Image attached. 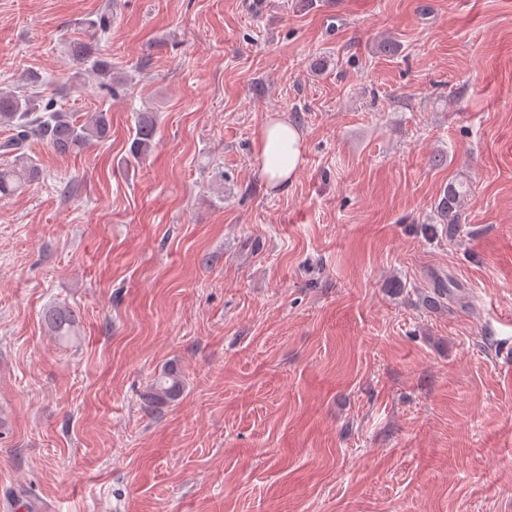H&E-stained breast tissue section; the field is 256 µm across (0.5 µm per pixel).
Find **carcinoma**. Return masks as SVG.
Returning <instances> with one entry per match:
<instances>
[{
	"label": "carcinoma",
	"instance_id": "1",
	"mask_svg": "<svg viewBox=\"0 0 512 512\" xmlns=\"http://www.w3.org/2000/svg\"><path fill=\"white\" fill-rule=\"evenodd\" d=\"M72 54L80 63L89 64L88 71L102 79L100 88L111 87L112 63L109 60L95 54L91 46L85 43L73 46ZM0 127L9 132L0 141V154L12 158L8 166L0 168L2 198L17 193L38 179L39 165L27 153L32 141L45 142L60 154L77 153L109 138L111 118L104 110L77 116L58 108L52 98L0 89ZM156 133L157 122L154 114L150 111L140 113L130 156L137 160L145 155L150 150ZM466 194V184L448 183L435 206L440 223H458V208ZM45 322L53 335L65 337L71 334L75 318L72 311L58 308L46 314ZM184 386L181 372L170 366L150 384L147 398L154 407L162 408L178 400Z\"/></svg>",
	"mask_w": 512,
	"mask_h": 512
}]
</instances>
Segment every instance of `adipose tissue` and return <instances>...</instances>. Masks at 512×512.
<instances>
[{"label":"adipose tissue","mask_w":512,"mask_h":512,"mask_svg":"<svg viewBox=\"0 0 512 512\" xmlns=\"http://www.w3.org/2000/svg\"><path fill=\"white\" fill-rule=\"evenodd\" d=\"M260 175L268 184L291 182L303 161L304 136L286 116H273L262 126L256 142Z\"/></svg>","instance_id":"adipose-tissue-1"}]
</instances>
